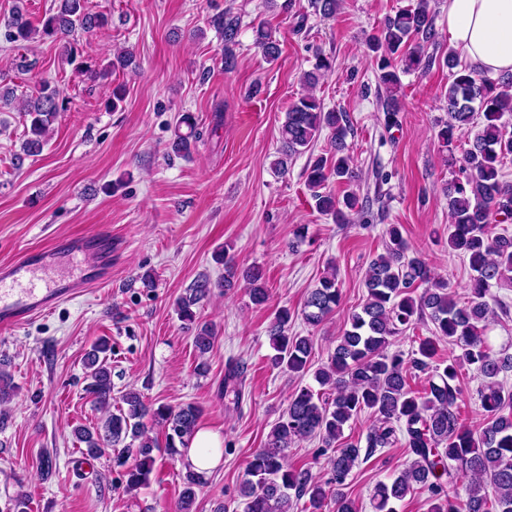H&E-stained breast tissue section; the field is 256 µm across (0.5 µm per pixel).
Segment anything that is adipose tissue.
<instances>
[{
  "label": "adipose tissue",
  "mask_w": 512,
  "mask_h": 512,
  "mask_svg": "<svg viewBox=\"0 0 512 512\" xmlns=\"http://www.w3.org/2000/svg\"><path fill=\"white\" fill-rule=\"evenodd\" d=\"M448 37L479 73H512V0H448ZM184 454L196 472H210L221 461V439L197 431Z\"/></svg>",
  "instance_id": "adipose-tissue-1"
}]
</instances>
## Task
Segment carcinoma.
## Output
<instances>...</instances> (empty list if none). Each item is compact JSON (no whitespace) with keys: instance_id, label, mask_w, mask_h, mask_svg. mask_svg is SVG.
Returning <instances> with one entry per match:
<instances>
[{"instance_id":"obj_1","label":"carcinoma","mask_w":512,"mask_h":512,"mask_svg":"<svg viewBox=\"0 0 512 512\" xmlns=\"http://www.w3.org/2000/svg\"><path fill=\"white\" fill-rule=\"evenodd\" d=\"M54 12L44 17L41 26L33 25L20 7H15L10 21V40L29 42L42 38L64 41L67 57L75 69L97 77L78 38L105 24V19L86 11L84 0H55ZM211 25L224 37V68L235 67L234 46L240 18L226 10L215 14ZM436 43L435 17L430 0H415L410 9L386 18L382 27L368 41L374 54L379 84L386 89L383 122L390 129L399 125L401 101L399 73L428 68L433 57L425 54ZM255 44L268 59L280 54L278 41L265 22L255 26ZM448 67L446 107L448 121L438 138L450 148L457 132L474 124L475 114L483 113L484 124L460 159L459 176L448 182L451 224L448 247L468 256L474 275L469 285L467 303L451 298L447 284L434 282L426 261L418 254L408 255L409 247L397 224L391 225L385 252L368 263L365 273L367 297L348 316L345 328L327 363L317 368L314 380L321 391L311 386L299 387L288 400L282 415L271 427L262 448L248 461L239 487L244 512H294L297 503L306 500L307 512H322L328 502L335 512H357L346 489L352 471L361 458H369L380 448L405 440L413 459L389 481L379 482L373 492L374 512H395L393 503L403 500L416 489L429 493L428 512H512V391L504 389L500 375L512 372V353L489 345L486 330L494 316L487 298L491 289L512 284V236L494 231L492 220L512 219V184L500 179L502 159L512 154V135L505 132L502 118L512 112V74L488 80L470 69L458 68L453 51L442 57ZM336 70V62L316 55L313 71L304 82L317 83ZM67 100L62 91L49 82L41 83L36 94L25 98L21 112L27 117V140L23 151L28 156L40 152L46 136ZM330 132V149L325 154L310 155L306 184L316 210L336 221H348V212L356 209L353 193L337 197L324 192V185L334 177L340 183L356 180L351 166L346 138L350 134L347 113L324 110L312 94L298 97L288 108L279 130L280 148L276 169L288 171V159L311 150L321 132ZM200 138L191 114L180 116L174 129L171 151L177 155L191 152ZM214 261L224 265V279L215 283L205 278L196 281L189 293L177 302L180 320L195 326L193 338L199 356L213 346L215 333L207 323L197 322L193 307L207 298L211 288H233L238 278L247 283L250 300L263 305L268 289L255 270L237 275V267L224 251L214 254ZM426 288L419 295L414 288ZM341 289L336 273L323 276L303 304L301 316L310 326H318L340 305ZM294 314L283 308L276 312L269 327L275 354L270 363L304 378L310 370L312 340L308 336L288 335ZM425 319L433 325V337L419 340L418 348L404 357L400 350H390L393 338L411 325ZM446 339L460 353L448 356L446 365L435 364L436 341ZM109 342L96 340L84 358L87 384L85 392L105 418L92 427L74 429L82 453L97 456L107 448L119 449V457L132 458L127 471V486L138 489L149 484L158 445L148 435L144 418L162 427L170 455L179 453L193 436L201 408L187 403L178 408L167 404L154 406L143 396L129 390L120 396L123 406L112 407V365ZM469 367L481 381L479 399L484 423L478 430L465 425L460 413L463 397L461 370ZM426 376V387L414 392L408 383L411 371ZM243 367L229 363L224 374V396L235 404L242 399ZM370 411L372 424L365 441L343 440L344 427ZM318 437L323 451L331 450L328 480L322 481L308 468L288 464V448L295 443ZM202 476L186 466L181 492V509L192 512L196 488Z\"/></svg>"}]
</instances>
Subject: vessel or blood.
I'll return each instance as SVG.
<instances>
[{
  "label": "vessel or blood",
  "mask_w": 512,
  "mask_h": 512,
  "mask_svg": "<svg viewBox=\"0 0 512 512\" xmlns=\"http://www.w3.org/2000/svg\"><path fill=\"white\" fill-rule=\"evenodd\" d=\"M99 239L79 234L65 241L67 259L85 256ZM55 248L27 252L0 266V330L10 331L54 310L60 303L82 294L94 284L89 270L59 273Z\"/></svg>",
  "instance_id": "obj_1"
}]
</instances>
